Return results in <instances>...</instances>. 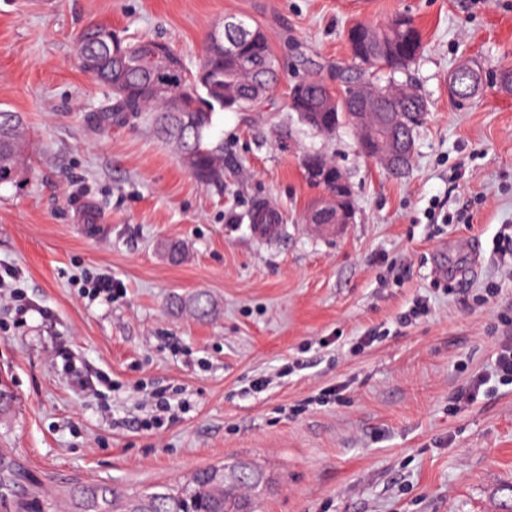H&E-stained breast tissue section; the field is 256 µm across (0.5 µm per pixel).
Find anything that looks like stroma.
<instances>
[{
	"mask_svg": "<svg viewBox=\"0 0 512 512\" xmlns=\"http://www.w3.org/2000/svg\"><path fill=\"white\" fill-rule=\"evenodd\" d=\"M399 13L422 52L396 79L428 112L396 176L351 126L298 122L289 92L305 78L342 89L349 27ZM229 18L262 30L278 81L255 108L218 114L224 179L204 185L148 123L107 117L112 95L74 41L106 24L192 67ZM466 60L512 65V0H0V106L30 135L26 166L0 185V264L22 270L31 306L15 328L0 303V512H75L83 491H154L236 461L271 480L257 512H501L512 385L492 371L512 342V89L454 101L448 77ZM312 152L353 189L354 221L334 236L305 222L326 197L303 172ZM262 202L283 216L272 244L248 220ZM461 209L468 223H443ZM107 271L120 294L83 298L82 278ZM421 297L428 312L401 325ZM62 348L109 373L112 392L89 398ZM328 387L339 399L319 402ZM155 388L184 409L150 430Z\"/></svg>",
	"mask_w": 512,
	"mask_h": 512,
	"instance_id": "1",
	"label": "stroma"
}]
</instances>
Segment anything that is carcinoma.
Instances as JSON below:
<instances>
[{
    "label": "carcinoma",
    "mask_w": 512,
    "mask_h": 512,
    "mask_svg": "<svg viewBox=\"0 0 512 512\" xmlns=\"http://www.w3.org/2000/svg\"><path fill=\"white\" fill-rule=\"evenodd\" d=\"M240 27L211 35L206 52L195 70H189L172 49L153 46L164 54L168 69L182 76L181 100L173 109L163 100L158 81L143 64L142 38H133L107 25L83 29L77 37L78 57L92 56L97 62L95 79L112 92V111L138 116L150 113L157 133L174 144L179 162L202 182H219L224 176V147L210 140L215 117L224 110L243 111L257 103L277 81L276 62L264 34L244 20ZM237 44L230 51L225 40ZM355 75L347 86L366 84L377 94L384 112H423L427 101L411 88L395 83V75L405 71L421 53L422 40L413 18L400 14L381 28L364 23L347 32ZM387 74L380 83L371 75ZM458 97L471 98L484 84L483 71L460 72ZM290 110L301 123L322 135H333L350 123V103L329 95L316 79L295 83L290 91ZM27 145L23 118L18 112L0 108V184L11 182L19 172ZM306 179L336 195L334 162L311 153L303 164ZM335 207L318 205L307 217L313 224L335 222ZM239 478L224 482L226 466L196 471L180 488L164 487L117 501L111 491L101 488L83 504L82 512H252L255 491L249 464L238 462Z\"/></svg>",
    "instance_id": "cac0c4a2"
}]
</instances>
